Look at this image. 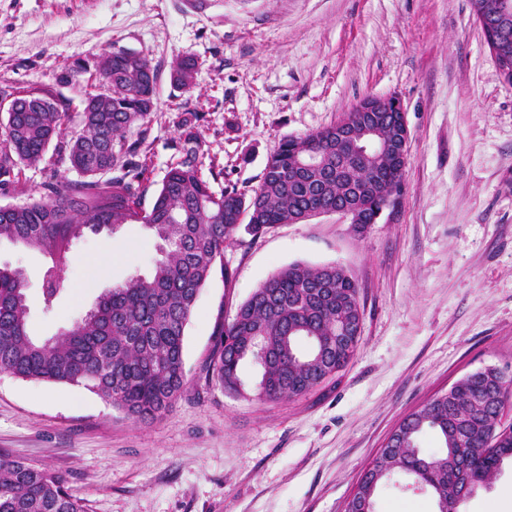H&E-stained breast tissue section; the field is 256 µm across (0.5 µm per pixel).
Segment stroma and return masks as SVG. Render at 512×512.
Listing matches in <instances>:
<instances>
[{"mask_svg": "<svg viewBox=\"0 0 512 512\" xmlns=\"http://www.w3.org/2000/svg\"><path fill=\"white\" fill-rule=\"evenodd\" d=\"M146 56L157 101L142 129L144 210L182 147L180 112L200 115L204 178L255 188L283 139L336 124L364 97L398 96L409 129L403 193L391 218L359 227L338 215L240 225L185 330V385L158 418L135 421L80 387L0 373V453L63 475L88 512H345L366 467L411 412L464 375L512 376V84L484 42L469 0H0V86L52 91L80 131L83 93L64 65L105 52ZM197 60L191 90L174 58ZM49 162L23 167L39 197ZM146 226L85 233L45 310L44 252L0 243L21 270L28 331L70 329L107 289L150 275ZM294 262L336 263L359 289L358 349L307 393L261 401L206 382L215 334L269 276ZM457 512H512V465Z\"/></svg>", "mask_w": 512, "mask_h": 512, "instance_id": "obj_1", "label": "stroma"}]
</instances>
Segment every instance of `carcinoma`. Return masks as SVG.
Masks as SVG:
<instances>
[{
	"instance_id": "cac0c4a2",
	"label": "carcinoma",
	"mask_w": 512,
	"mask_h": 512,
	"mask_svg": "<svg viewBox=\"0 0 512 512\" xmlns=\"http://www.w3.org/2000/svg\"><path fill=\"white\" fill-rule=\"evenodd\" d=\"M197 61L178 57L171 80L189 89ZM85 77L79 133L62 137L67 117L63 99L41 89L0 87L13 98V110L0 120V188L20 184V166L41 162L54 146V164H65L78 180L52 176L44 194L22 205L0 207V242L22 243L52 258L44 274L46 308L59 292L61 272L72 242L85 230H116L140 223L161 240L149 276L135 274L103 293L82 320L61 335L40 341L28 332L29 306L20 271L0 267V372L23 380L82 386L122 410L148 419L169 409L185 383L184 332L197 298L220 268L224 281V244L248 217V228L262 232L277 224L304 221L336 212V201L359 196L355 224L369 223L378 202L402 181L404 167L389 153L352 161L336 151V126L286 138L267 158L260 182L250 192L234 185L214 195L199 161V114L179 118L181 156L170 164L150 211H138L134 184L146 167L135 160L139 143L127 134L155 106L158 71L138 53H103L95 71L75 63L59 81ZM351 133L392 140L393 114H347ZM320 166L308 170L309 155ZM115 176L102 179L107 172ZM362 321L358 287L340 265L295 262L261 283L233 320L216 333L205 378L224 390L241 393L242 363L261 367L255 388L259 400L299 396L333 375L321 347L336 345L340 330ZM308 343L306 351L300 342ZM512 392V378L485 367L454 383L400 425L396 447L383 448L360 478L353 497L360 506L377 500L382 486L398 473L413 476L432 492L435 512H451L463 474L477 488L488 486L512 462V431L499 415L503 400L492 388ZM436 435L440 448L426 454L420 439ZM0 512H87L64 477L46 467L0 454Z\"/></svg>"
}]
</instances>
